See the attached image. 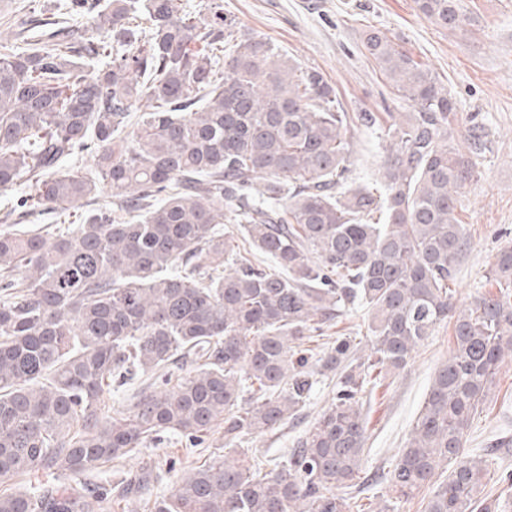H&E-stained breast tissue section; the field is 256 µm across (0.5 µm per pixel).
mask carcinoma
Instances as JSON below:
<instances>
[{
	"label": "carcinoma",
	"instance_id": "obj_1",
	"mask_svg": "<svg viewBox=\"0 0 512 512\" xmlns=\"http://www.w3.org/2000/svg\"><path fill=\"white\" fill-rule=\"evenodd\" d=\"M462 27L459 0H415ZM368 59L408 112H349L324 74L207 0H107L80 34L0 54V190L28 182L0 232V512H355L363 394L453 321L403 448L384 475L397 499L433 488L425 512H508L466 452L475 415L512 362V242L487 280L453 303L467 238L456 210L482 130L460 149L455 101L401 44L370 30ZM383 131L375 184L348 181L351 131ZM88 154L93 171L68 167ZM238 225L248 248L224 223ZM273 260L271 269L248 249ZM368 309L367 346L324 336L348 305ZM185 374L170 373L177 357ZM151 374L128 411L106 394ZM331 403L267 471L224 454L147 500L157 467L92 479L177 433L197 447L271 433L320 377ZM43 473L48 481L20 485Z\"/></svg>",
	"mask_w": 512,
	"mask_h": 512
}]
</instances>
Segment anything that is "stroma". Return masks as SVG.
<instances>
[{
    "label": "stroma",
    "instance_id": "35a3bbf8",
    "mask_svg": "<svg viewBox=\"0 0 512 512\" xmlns=\"http://www.w3.org/2000/svg\"><path fill=\"white\" fill-rule=\"evenodd\" d=\"M61 0H0V44L23 46L49 34V27L19 29L30 12L60 17ZM466 22L451 31L436 26L416 10L414 0H224V9L254 33L270 38L287 55L320 69L351 112H402L406 105L392 92L386 78L369 61L362 47L363 32L373 27L395 39L447 85L456 101L459 134L472 124L483 126L485 147L476 159V177L462 191L457 217L465 228L469 248L458 261L454 301L468 305L488 293L486 276L497 249L512 241V0H460ZM383 160L377 131L353 133L349 176L371 182ZM452 345V328L440 326L413 353L407 366L387 374L363 398L369 475L367 495L385 497L389 488L382 475L403 447L424 402L434 371ZM497 386L475 416L466 450L482 454L495 449L488 467L486 489L512 499V487L497 484L498 467L512 468V363L499 370ZM334 382H320L296 419L279 430L255 436L249 449L279 462L294 441L316 422L333 396ZM224 451V429L215 427L205 443L187 447L178 435L121 463L124 471L143 463L159 466L163 477L152 494L169 496L181 475Z\"/></svg>",
    "mask_w": 512,
    "mask_h": 512
}]
</instances>
